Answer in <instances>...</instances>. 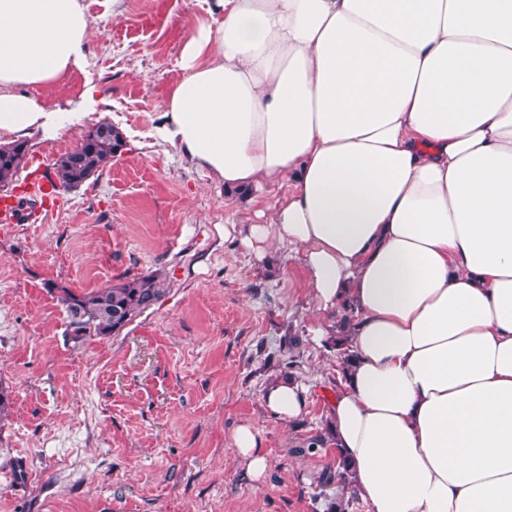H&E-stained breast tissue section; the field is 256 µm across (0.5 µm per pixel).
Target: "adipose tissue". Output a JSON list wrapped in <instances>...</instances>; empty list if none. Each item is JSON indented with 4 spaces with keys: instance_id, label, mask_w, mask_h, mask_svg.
Segmentation results:
<instances>
[{
    "instance_id": "ef3b65f1",
    "label": "adipose tissue",
    "mask_w": 512,
    "mask_h": 512,
    "mask_svg": "<svg viewBox=\"0 0 512 512\" xmlns=\"http://www.w3.org/2000/svg\"><path fill=\"white\" fill-rule=\"evenodd\" d=\"M81 0H0V132L55 134L24 87L83 61ZM157 136L225 189L228 224L301 251L318 308L353 304L336 448L368 512H512V0H212ZM307 388L267 385L291 421ZM253 479L267 455L234 436Z\"/></svg>"
}]
</instances>
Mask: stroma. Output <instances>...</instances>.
<instances>
[{
	"instance_id": "obj_1",
	"label": "stroma",
	"mask_w": 512,
	"mask_h": 512,
	"mask_svg": "<svg viewBox=\"0 0 512 512\" xmlns=\"http://www.w3.org/2000/svg\"><path fill=\"white\" fill-rule=\"evenodd\" d=\"M85 58L64 78L29 88L70 120L27 135L13 197L36 161L54 166L95 124L126 140L118 156L29 224L0 223V512H329L319 477L333 447L307 450L328 424L342 354L316 339L301 253L272 247L257 261L228 223L250 224L241 197L179 160L155 137L179 59L207 0H82ZM96 86L103 101L79 111ZM162 273L166 294L118 334L72 339L58 296ZM308 388L306 412L285 422L263 405L274 379ZM251 425L265 479L238 459Z\"/></svg>"
}]
</instances>
